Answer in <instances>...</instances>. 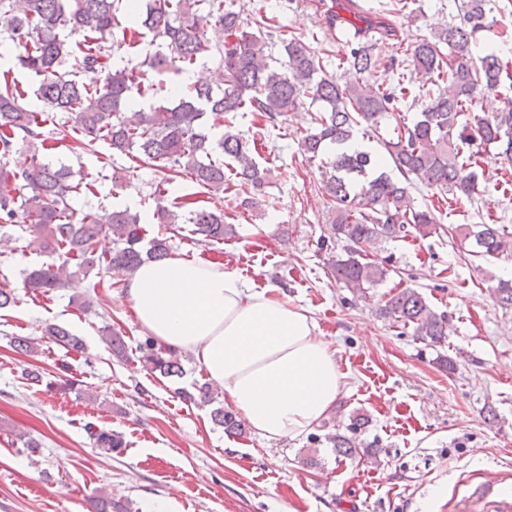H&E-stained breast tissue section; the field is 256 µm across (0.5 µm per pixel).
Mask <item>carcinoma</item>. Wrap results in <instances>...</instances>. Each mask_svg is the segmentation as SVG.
Returning <instances> with one entry per match:
<instances>
[{"mask_svg": "<svg viewBox=\"0 0 512 512\" xmlns=\"http://www.w3.org/2000/svg\"><path fill=\"white\" fill-rule=\"evenodd\" d=\"M235 0H0V23L19 49L21 68L37 78L36 95L53 112L71 115L70 130L83 143L104 140L112 153L132 161L163 162L171 182L188 173L210 193H224L226 172L233 173L251 192H261L271 170L257 161L258 152L236 132L241 112H259L272 126L288 112L311 100L320 104L311 116L313 127L302 139L309 159L330 156L322 165V183L330 200L334 238L346 242V257L331 262L336 281L356 292L375 287L387 270L368 261V252L386 239L411 234L427 238L439 230L435 213L414 206L406 183L420 181L453 200L472 198L478 188L481 157L465 146L477 139L496 147L500 158L512 161V98L498 112L475 118V126L461 121L474 110L476 100L512 82V70L491 47H480L478 34L491 24L486 0H462L460 12L429 35H419L410 48L414 70L429 76L436 89L426 91L417 115L405 121V77L396 85L368 88L361 75L380 67L396 66V58L376 52L373 37L357 32L348 43L340 65L344 81L325 75L320 58L301 39L282 41L284 59L268 53L269 38L262 29L242 27ZM119 29L132 56L121 65L111 60L107 37ZM147 44L148 50L141 49ZM222 67L220 85L196 80L176 89L178 102L162 96L154 77L191 70L209 56ZM77 70L86 81L72 78ZM24 91L15 80L0 77V243L10 241L5 229L21 225L51 261L21 270L25 293L48 295L67 286L74 273L95 269L132 275L147 259L170 254V238L157 235L142 243L146 229L138 213L114 209L100 214L89 210L75 216L69 199L84 191L95 194L91 182H74L66 165L45 162L34 155L23 169L11 167V158L26 143L42 136L41 113L23 104ZM224 122V132L213 138L209 120ZM381 142L402 179L384 170L382 157L369 151L349 150L361 125ZM154 216L160 224H181L187 238L220 243L234 234L221 211L187 196L168 199L155 190ZM116 241L112 254H97L104 234ZM455 233L473 243L478 256L496 257L512 248V233L503 224H480L473 230L459 224ZM497 304L512 308V282L494 288ZM17 288L0 276V309L14 306ZM381 313L429 346L448 335V316L435 311L415 288L391 295ZM42 338L68 352L85 353L83 341L66 328L49 324ZM104 342L117 359L126 357L123 335L105 331ZM13 350L24 356L39 352V339L15 336ZM144 370L171 381L182 377L177 354L147 336L138 344ZM180 398L210 407L211 421L229 435L245 432L238 416L218 401V388L209 382L194 391L175 389ZM366 421L356 416L347 432L325 435L336 454L354 457L369 451L356 441ZM85 430L93 445L106 454L126 447L119 432ZM95 512H128L125 504L103 494Z\"/></svg>", "mask_w": 512, "mask_h": 512, "instance_id": "carcinoma-1", "label": "carcinoma"}]
</instances>
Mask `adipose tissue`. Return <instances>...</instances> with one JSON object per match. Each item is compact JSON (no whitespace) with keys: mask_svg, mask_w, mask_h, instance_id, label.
I'll list each match as a JSON object with an SVG mask.
<instances>
[{"mask_svg":"<svg viewBox=\"0 0 512 512\" xmlns=\"http://www.w3.org/2000/svg\"><path fill=\"white\" fill-rule=\"evenodd\" d=\"M125 296L145 333L192 353L262 438L307 434L335 408L344 387L336 357L309 312L275 286L256 290L221 264L171 256L144 262Z\"/></svg>","mask_w":512,"mask_h":512,"instance_id":"1","label":"adipose tissue"}]
</instances>
